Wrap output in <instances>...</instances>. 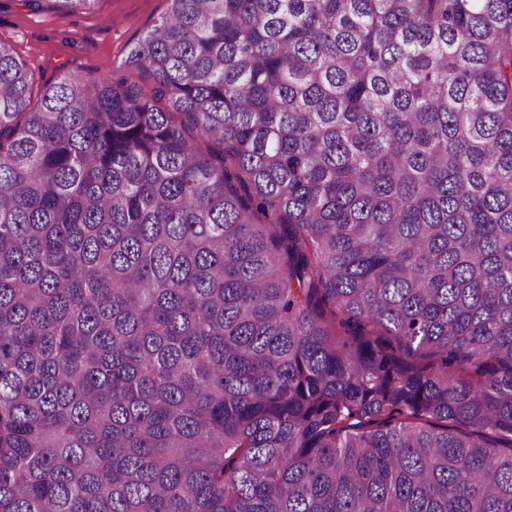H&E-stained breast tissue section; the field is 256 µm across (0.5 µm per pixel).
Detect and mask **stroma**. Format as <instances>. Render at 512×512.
I'll list each match as a JSON object with an SVG mask.
<instances>
[{"label": "stroma", "instance_id": "1", "mask_svg": "<svg viewBox=\"0 0 512 512\" xmlns=\"http://www.w3.org/2000/svg\"><path fill=\"white\" fill-rule=\"evenodd\" d=\"M168 0H97L87 12L37 10L28 0H0V40L9 43L33 76L32 94L63 74L128 75L124 62L135 41L167 10Z\"/></svg>", "mask_w": 512, "mask_h": 512}]
</instances>
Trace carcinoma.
Returning a JSON list of instances; mask_svg holds the SVG:
<instances>
[{
  "label": "carcinoma",
  "instance_id": "cac0c4a2",
  "mask_svg": "<svg viewBox=\"0 0 512 512\" xmlns=\"http://www.w3.org/2000/svg\"><path fill=\"white\" fill-rule=\"evenodd\" d=\"M127 65L33 107L0 40V512H512V0H169Z\"/></svg>",
  "mask_w": 512,
  "mask_h": 512
}]
</instances>
